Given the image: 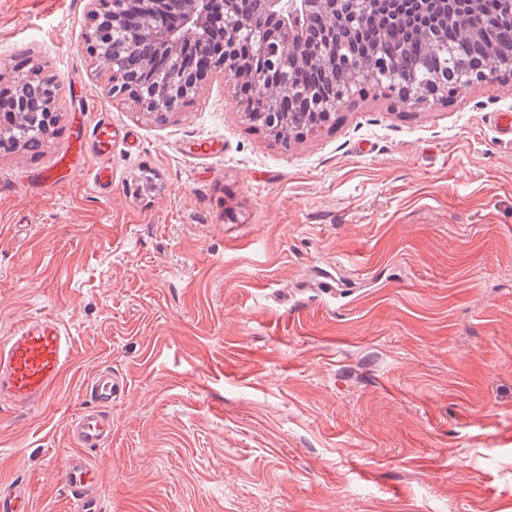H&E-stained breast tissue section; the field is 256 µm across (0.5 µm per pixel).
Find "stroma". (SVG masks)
Returning a JSON list of instances; mask_svg holds the SVG:
<instances>
[{
	"instance_id": "1",
	"label": "stroma",
	"mask_w": 512,
	"mask_h": 512,
	"mask_svg": "<svg viewBox=\"0 0 512 512\" xmlns=\"http://www.w3.org/2000/svg\"><path fill=\"white\" fill-rule=\"evenodd\" d=\"M88 5L0 0V88L19 61L60 88L41 155L0 152V339L42 314L74 339L48 403L0 409V484L73 512L79 453L102 512H512V78L408 106L369 89L286 150L221 73L162 124L110 96ZM86 103L127 137L111 188L91 157L26 187ZM101 366L127 391L81 452L67 425Z\"/></svg>"
}]
</instances>
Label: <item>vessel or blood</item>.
I'll list each match as a JSON object with an SVG mask.
<instances>
[{
  "instance_id": "b4317fda",
  "label": "vessel or blood",
  "mask_w": 512,
  "mask_h": 512,
  "mask_svg": "<svg viewBox=\"0 0 512 512\" xmlns=\"http://www.w3.org/2000/svg\"><path fill=\"white\" fill-rule=\"evenodd\" d=\"M118 136L108 116L81 120L74 141L60 153L54 170L38 172L29 185L53 190L68 182L73 171V154H90L98 167L93 183H108L112 169L109 160ZM73 338L65 325L50 314L25 320L7 339L0 341V405L16 412H31L41 407L58 385L72 361ZM127 379L111 367L95 370L86 385V406L67 427L75 445L84 449L107 446L112 438V403L126 392ZM94 469L81 457L71 459L65 484L75 503V512H99ZM0 512H32L30 494L21 484L0 485Z\"/></svg>"
}]
</instances>
